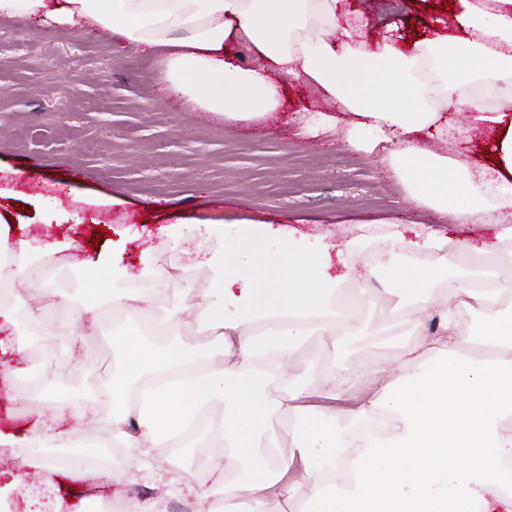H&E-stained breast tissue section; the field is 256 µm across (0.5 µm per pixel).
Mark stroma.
Listing matches in <instances>:
<instances>
[{
  "label": "stroma",
  "instance_id": "stroma-1",
  "mask_svg": "<svg viewBox=\"0 0 512 512\" xmlns=\"http://www.w3.org/2000/svg\"><path fill=\"white\" fill-rule=\"evenodd\" d=\"M342 21L360 20L366 48L394 42L405 53L437 34L456 36L458 7L445 0H341ZM65 86L69 114L51 118L56 86ZM279 112L266 120L227 125L207 112L173 108L161 94L150 58L111 33L92 29L26 28L0 25V214L13 222L1 233L8 242L31 240L44 275L39 286L13 288L16 320L0 327V485L10 491L5 512H106L123 490L155 491L170 502L183 493L160 487L152 477L112 465L110 474L76 464L34 470L26 448L57 408L96 396L103 415L112 413V374L117 355L108 332L125 323L106 311L102 334L85 336L80 358L42 360L36 350H18L25 316L41 305L57 319L87 302L85 285L94 263L112 252V227H129L124 264L139 275L143 262L165 276L162 301L187 296L196 301L214 270L175 256L174 239L199 238L203 223L231 219L285 224L305 234L328 233L336 244L372 245L381 236L413 238L418 225L443 230L454 245L493 240V227L454 223L410 196L382 152L354 150L369 130L354 127V115L339 112L314 86L287 79ZM336 125L308 134L321 114ZM456 127L473 130L468 141L420 133V146L446 156H466L487 165L494 127L476 126L469 111L455 113ZM118 197L110 210L90 206L93 197ZM70 242L71 265L57 263L53 247ZM192 291H185V283ZM67 364L62 382L54 377ZM41 370L52 382L31 391L30 376Z\"/></svg>",
  "mask_w": 512,
  "mask_h": 512
}]
</instances>
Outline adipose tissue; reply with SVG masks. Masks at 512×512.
Segmentation results:
<instances>
[{"instance_id":"obj_1","label":"adipose tissue","mask_w":512,"mask_h":512,"mask_svg":"<svg viewBox=\"0 0 512 512\" xmlns=\"http://www.w3.org/2000/svg\"><path fill=\"white\" fill-rule=\"evenodd\" d=\"M340 0H0V24L109 31L140 47L161 75L166 101L232 124L280 110L285 77L318 88L360 118L409 192L452 210L457 223L482 214L499 228L493 250L512 255V0H461L462 38L440 37L407 56L384 42L366 51L341 26ZM247 38L265 63L244 68L225 45ZM473 107L495 124L497 162L472 168L421 148L416 133L448 134L447 110ZM223 255L175 241L199 266L220 268L217 298L195 307L163 306L138 288L123 264L124 242L86 284L79 307L89 325L112 307L128 324L112 330L120 367L112 379L113 443L131 466L150 467L153 451L181 453L208 437L224 454L187 491L207 512H512L504 477L512 463V320L499 304L512 296V268L469 272L452 298L413 314V337L398 356L328 369L322 384L340 407H320L292 431L283 456L270 430L309 396L290 354L321 337L331 356L376 335L358 300L336 303L329 243H294L292 231L242 221L237 233L208 225ZM279 247L263 251L261 241ZM482 318L480 351L468 353L465 315ZM440 362L437 370L426 361ZM278 386L268 399L258 383ZM223 401L224 417L206 409ZM332 419L331 428L322 420Z\"/></svg>"}]
</instances>
